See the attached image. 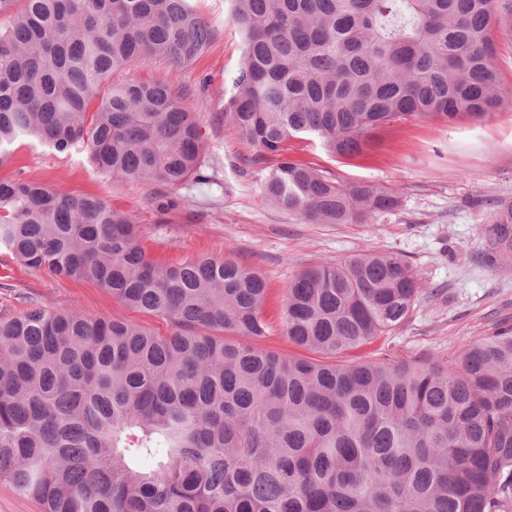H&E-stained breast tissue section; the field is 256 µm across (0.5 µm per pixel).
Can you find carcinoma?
Masks as SVG:
<instances>
[{
	"label": "carcinoma",
	"mask_w": 512,
	"mask_h": 512,
	"mask_svg": "<svg viewBox=\"0 0 512 512\" xmlns=\"http://www.w3.org/2000/svg\"><path fill=\"white\" fill-rule=\"evenodd\" d=\"M243 39L224 120L270 163L264 199L309 224L400 204L288 156H354L400 120L503 107L494 59L512 0H229ZM0 166L20 140L85 151L113 179L179 187L205 143L186 90L124 76L186 66L216 29L193 0H0ZM486 261L512 249L495 202ZM0 247L169 321L36 307L0 320V483L42 512H512V325L450 360L346 354L402 327L423 288L398 254L298 272L258 343L267 282L202 257L162 264L102 198L0 180Z\"/></svg>",
	"instance_id": "1"
}]
</instances>
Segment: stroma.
Returning a JSON list of instances; mask_svg holds the SVG:
<instances>
[{"instance_id":"stroma-1","label":"stroma","mask_w":512,"mask_h":512,"mask_svg":"<svg viewBox=\"0 0 512 512\" xmlns=\"http://www.w3.org/2000/svg\"><path fill=\"white\" fill-rule=\"evenodd\" d=\"M194 6L217 31L208 52L187 67L156 63L131 76L192 91L195 119L207 142L201 179L161 190L123 183L87 153H60L26 140L0 167V180H37L63 193L101 197L138 226L144 248L161 262L231 257L257 267L269 288L262 309L268 330L260 343L286 356L309 355L283 333V295L293 275L374 251L409 261L424 294L404 326L353 351L352 359L455 358L501 324L512 325V251L491 266L483 259L491 203L512 200V42L500 40L495 60L509 103L482 119L397 121L377 131L353 158L293 141V158L325 175L342 182L377 181L400 197L398 208L367 224H309L265 201L264 166L249 164L252 148L224 121L243 48L227 0H194ZM34 307L120 315L163 334L171 328L164 319L122 307L94 283L25 268L1 249L0 319Z\"/></svg>"}]
</instances>
